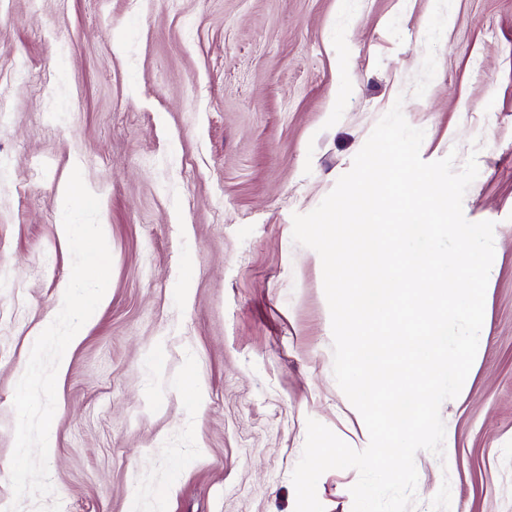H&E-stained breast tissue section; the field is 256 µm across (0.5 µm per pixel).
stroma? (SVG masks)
<instances>
[{
  "mask_svg": "<svg viewBox=\"0 0 512 512\" xmlns=\"http://www.w3.org/2000/svg\"><path fill=\"white\" fill-rule=\"evenodd\" d=\"M0 508L15 388L72 272L61 189L100 200L109 296L68 349L61 512H295L315 419L369 434L333 375L322 263L292 239L402 101L420 155L476 154L494 224L479 355L412 512H512V0H0ZM358 473L317 483L353 512Z\"/></svg>",
  "mask_w": 512,
  "mask_h": 512,
  "instance_id": "1",
  "label": "stroma"
}]
</instances>
